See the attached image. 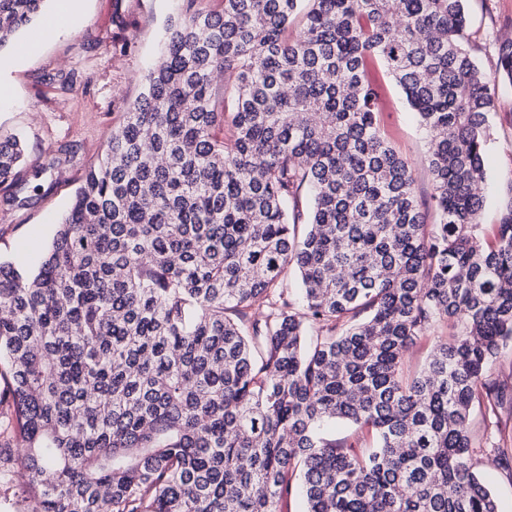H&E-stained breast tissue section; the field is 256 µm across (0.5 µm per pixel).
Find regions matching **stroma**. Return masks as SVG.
Listing matches in <instances>:
<instances>
[{"instance_id": "obj_1", "label": "stroma", "mask_w": 512, "mask_h": 512, "mask_svg": "<svg viewBox=\"0 0 512 512\" xmlns=\"http://www.w3.org/2000/svg\"><path fill=\"white\" fill-rule=\"evenodd\" d=\"M182 0H79L70 31L43 41L32 53L21 47L42 25L23 28L0 50V81L13 96L0 106V136L24 147L19 201L0 186V262L33 271L50 243L75 189L101 158L104 145L143 91L141 77L155 66L159 43ZM464 42L487 74L496 71L494 46L512 40V0H467ZM365 79L378 95L380 125L411 164L422 200L432 193L425 162L428 137L405 96L380 61ZM485 206L481 222L493 229L504 189L512 184V84L498 85V107L489 116L484 156ZM486 377L502 393L495 405L474 402L467 421L475 469L493 491L499 512H512V464L487 452V444L512 449V344L490 364Z\"/></svg>"}]
</instances>
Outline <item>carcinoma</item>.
I'll list each match as a JSON object with an SVG mask.
<instances>
[{
    "mask_svg": "<svg viewBox=\"0 0 512 512\" xmlns=\"http://www.w3.org/2000/svg\"><path fill=\"white\" fill-rule=\"evenodd\" d=\"M47 2L0 0V49ZM195 2L37 272L0 262V418L32 512H281L295 486L305 512H498L467 420L512 341V184L493 239L480 224L512 42L491 77L463 44L465 0ZM370 57L429 137L432 225L378 124ZM22 152L0 140L18 192ZM442 320L456 334L402 378ZM336 420L376 446L321 437ZM451 323H438L427 334L415 341L405 352L402 360V370L405 375L418 373L425 365L438 336H451L455 332Z\"/></svg>",
    "mask_w": 512,
    "mask_h": 512,
    "instance_id": "obj_1",
    "label": "carcinoma"
}]
</instances>
